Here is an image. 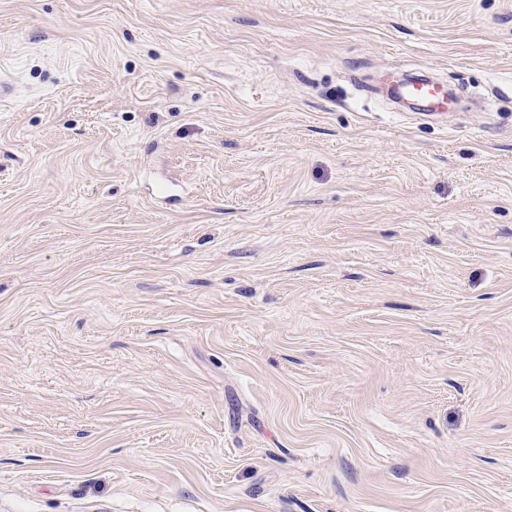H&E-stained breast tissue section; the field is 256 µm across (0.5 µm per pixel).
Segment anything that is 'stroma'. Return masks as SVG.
<instances>
[{
    "label": "stroma",
    "instance_id": "stroma-1",
    "mask_svg": "<svg viewBox=\"0 0 512 512\" xmlns=\"http://www.w3.org/2000/svg\"><path fill=\"white\" fill-rule=\"evenodd\" d=\"M1 82L0 512H512V0H0ZM391 92L402 100L415 101L420 104L423 112L446 111L448 102V88L440 82L430 79L389 83Z\"/></svg>",
    "mask_w": 512,
    "mask_h": 512
}]
</instances>
